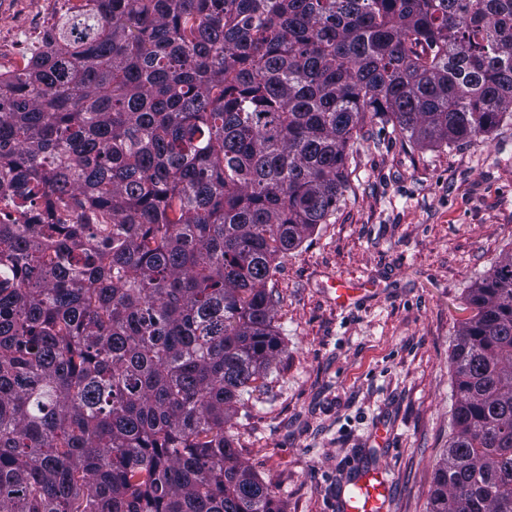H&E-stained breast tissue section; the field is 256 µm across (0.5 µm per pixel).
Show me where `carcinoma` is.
<instances>
[{
    "instance_id": "obj_1",
    "label": "carcinoma",
    "mask_w": 512,
    "mask_h": 512,
    "mask_svg": "<svg viewBox=\"0 0 512 512\" xmlns=\"http://www.w3.org/2000/svg\"><path fill=\"white\" fill-rule=\"evenodd\" d=\"M512 120V0H80L0 73V512H281L225 426L273 263L368 122ZM430 512H512V256L469 289Z\"/></svg>"
}]
</instances>
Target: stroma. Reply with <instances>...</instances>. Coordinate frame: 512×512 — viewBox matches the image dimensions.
I'll use <instances>...</instances> for the list:
<instances>
[{
	"instance_id": "stroma-1",
	"label": "stroma",
	"mask_w": 512,
	"mask_h": 512,
	"mask_svg": "<svg viewBox=\"0 0 512 512\" xmlns=\"http://www.w3.org/2000/svg\"><path fill=\"white\" fill-rule=\"evenodd\" d=\"M69 0H0V73L23 66ZM328 223L277 259L269 283L284 367L228 426L282 512H337L364 467L390 512H429L448 445L449 357L467 290L512 253V123L488 140L421 148L369 125ZM369 281L338 307L329 281Z\"/></svg>"
}]
</instances>
